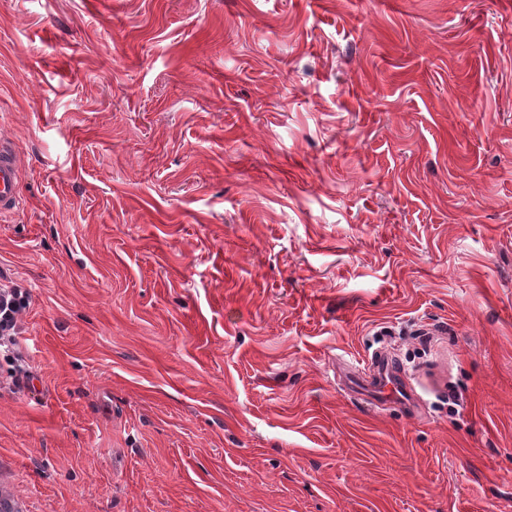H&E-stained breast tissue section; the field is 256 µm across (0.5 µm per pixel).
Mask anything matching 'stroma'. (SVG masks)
Returning <instances> with one entry per match:
<instances>
[{
    "label": "stroma",
    "mask_w": 512,
    "mask_h": 512,
    "mask_svg": "<svg viewBox=\"0 0 512 512\" xmlns=\"http://www.w3.org/2000/svg\"><path fill=\"white\" fill-rule=\"evenodd\" d=\"M0 138L16 512H512V0H0ZM23 203L19 191V163L12 148L0 141V216L14 214ZM29 306V295L21 288L0 290V351L16 345L21 315ZM369 376H355L349 381L352 388L367 402L378 405L390 400L409 401L412 392L397 366L382 357L372 362Z\"/></svg>",
    "instance_id": "obj_1"
}]
</instances>
